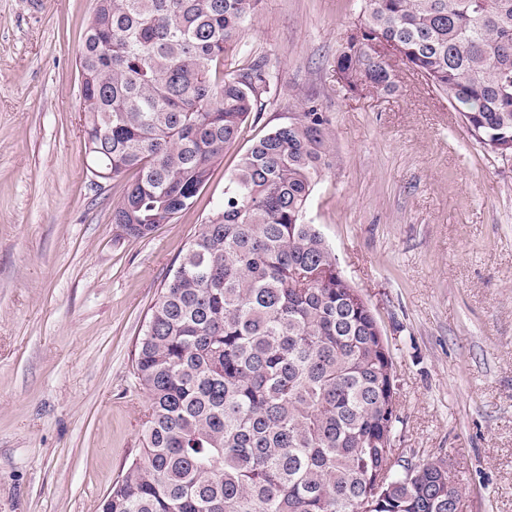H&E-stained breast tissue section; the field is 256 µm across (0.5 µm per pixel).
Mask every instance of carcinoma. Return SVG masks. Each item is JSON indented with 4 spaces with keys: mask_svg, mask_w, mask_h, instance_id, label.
Returning a JSON list of instances; mask_svg holds the SVG:
<instances>
[{
    "mask_svg": "<svg viewBox=\"0 0 512 512\" xmlns=\"http://www.w3.org/2000/svg\"><path fill=\"white\" fill-rule=\"evenodd\" d=\"M262 0H96L79 51L86 154L116 179L129 238L190 211L270 91L224 70ZM342 87L389 95L393 62L448 96L471 137L512 154V0H364ZM396 48L380 57L372 42ZM328 118L308 102L241 157L224 200L151 308L135 355L142 456L101 512H448V465L406 471L389 350L317 225ZM390 477L373 494L380 472Z\"/></svg>",
    "mask_w": 512,
    "mask_h": 512,
    "instance_id": "1",
    "label": "carcinoma"
}]
</instances>
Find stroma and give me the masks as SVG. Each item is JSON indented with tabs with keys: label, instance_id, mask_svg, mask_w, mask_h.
I'll return each mask as SVG.
<instances>
[{
	"label": "stroma",
	"instance_id": "35a3bbf8",
	"mask_svg": "<svg viewBox=\"0 0 512 512\" xmlns=\"http://www.w3.org/2000/svg\"><path fill=\"white\" fill-rule=\"evenodd\" d=\"M362 0H263L233 54L270 93L196 205L148 237L87 170L78 53L95 0H0V512H99L141 448L134 359L176 260L241 156L305 103L334 165L308 212L375 313L399 385L394 445L444 460L461 512H512V159L408 68L393 95L336 80Z\"/></svg>",
	"mask_w": 512,
	"mask_h": 512
}]
</instances>
